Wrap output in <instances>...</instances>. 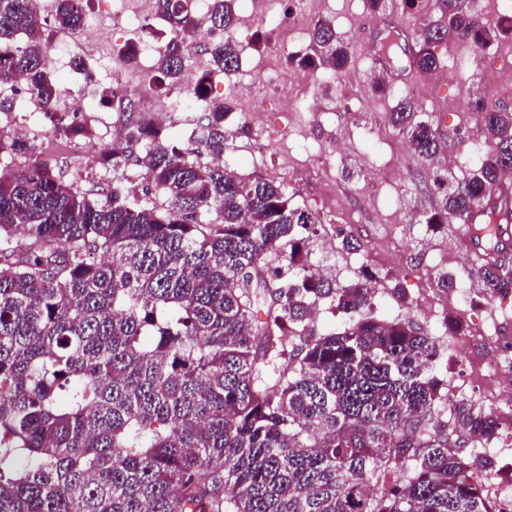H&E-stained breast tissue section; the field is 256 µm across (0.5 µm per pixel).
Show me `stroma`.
I'll list each match as a JSON object with an SVG mask.
<instances>
[{
    "instance_id": "stroma-1",
    "label": "stroma",
    "mask_w": 512,
    "mask_h": 512,
    "mask_svg": "<svg viewBox=\"0 0 512 512\" xmlns=\"http://www.w3.org/2000/svg\"><path fill=\"white\" fill-rule=\"evenodd\" d=\"M323 18L333 22L338 34L348 41L353 53V69L361 79L350 85L310 83L309 89L321 101L313 114L286 112L287 88L270 85L262 75L269 64L272 49L286 37L277 26L282 0H266L270 19L267 25L246 29L236 27L234 37L241 47L238 72L211 84V99L231 103L226 127L230 134L224 152L225 165L246 178L276 175L294 204L314 211L321 219L319 232L308 244L313 265L329 266L337 284L357 279L364 270L376 272L375 310L384 319L399 314L401 307L394 296L402 289L414 306L419 324L427 331L444 336L447 346L437 370L449 399L468 398L484 408L503 415L505 402L485 393L481 384L469 380L468 364H480L487 355L488 342L512 345V296L491 302L476 294L475 279L466 276L468 256L449 248L456 225L432 231L423 223V211L434 207L438 192L433 184L436 168L451 167L460 176L477 167L475 153L482 133L477 112L455 110V100L483 84L484 71L512 64V35L491 47L479 50L456 40L449 41L443 55L447 77L433 82L428 77H411L392 70L393 81L404 87H421L422 111L432 116L445 141L455 144L454 154L440 153L427 164L406 150L407 141L387 122L394 104L393 95L373 89L372 83L382 70L375 41L379 32L395 30L410 35L412 30L435 11L432 0H420L416 9L387 13L380 26L369 24L366 0H325ZM169 34L167 23L158 18L139 23L134 31L115 30L94 41L101 54L124 47L136 39L163 43ZM55 77L67 93L58 103L62 112L70 111L74 99L86 89L100 91L112 86L106 65L92 64L94 82L75 73L73 59L62 56L53 64ZM257 98L263 104L259 120L248 119L239 105ZM346 100L359 122L339 123L335 115L339 100ZM95 118L84 124L98 138L97 150H104L99 139L103 126L135 124L163 130L169 137L188 140L196 131L201 115L197 112H121L116 104L95 102ZM36 133L29 142L37 152L52 151L56 165L64 169L66 179L81 192L98 197L111 183L113 175L102 165H88L84 155L72 152L71 139L50 132L42 115H35ZM351 143L348 154L323 161L325 149L336 141ZM400 208L403 223H387L393 208ZM357 239L361 248L344 251L343 238ZM452 272L460 278L458 288L445 292L436 285V275ZM456 320L460 333H447L445 319Z\"/></svg>"
}]
</instances>
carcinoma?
<instances>
[{"label":"carcinoma","mask_w":512,"mask_h":512,"mask_svg":"<svg viewBox=\"0 0 512 512\" xmlns=\"http://www.w3.org/2000/svg\"><path fill=\"white\" fill-rule=\"evenodd\" d=\"M158 0L170 28L157 51L159 80L188 67L186 43L201 26L224 34L209 69L239 67L234 0ZM86 0H56L41 20L36 0H0V114L16 90L37 100L53 133L85 127L57 110L63 92L48 49L56 29L79 30ZM437 20L379 51L424 76L453 36L484 49L512 32L481 18L475 0H434ZM301 62L341 74L348 44L328 21ZM231 106L212 105L201 134L175 143L157 128L128 140L148 157L141 202L119 184L94 202L43 164L34 146L0 134V160L26 157L0 175V512H499L487 484L494 462L456 451L500 440L497 415L468 399L444 414L433 365L443 343L403 313L375 315V274L337 286L311 268L306 243L320 219L295 206L274 179H245L218 163ZM476 110L488 147L475 173H438L429 226L473 224L488 259L480 295H512V222L489 190L512 171V111ZM389 122L431 160L442 140L413 100L398 98ZM131 155L101 152L116 173ZM215 219H210V216ZM23 233L27 247L12 240ZM285 271L255 278L270 258ZM328 299L356 315L318 334L312 310Z\"/></svg>","instance_id":"1"}]
</instances>
